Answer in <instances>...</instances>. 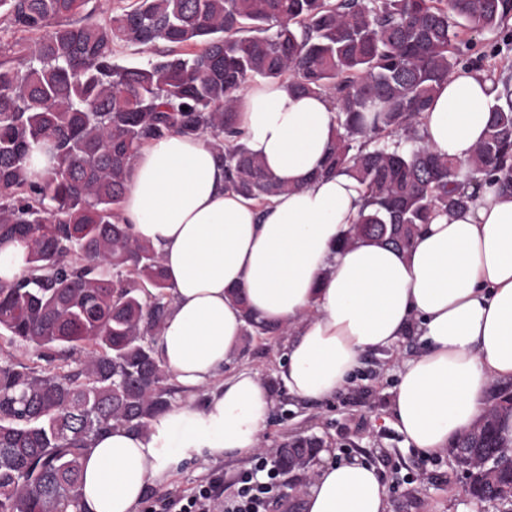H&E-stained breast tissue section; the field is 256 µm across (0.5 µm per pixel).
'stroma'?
Here are the masks:
<instances>
[{"mask_svg": "<svg viewBox=\"0 0 512 512\" xmlns=\"http://www.w3.org/2000/svg\"><path fill=\"white\" fill-rule=\"evenodd\" d=\"M285 344L282 336L241 343L224 372L229 375L247 368L273 381ZM397 374L394 359L370 354L356 386L330 400L302 404L279 392L264 436L266 445L295 435L314 436L337 456H365L391 489L390 512H501L500 506L480 505L465 495L468 475L448 454L424 458L406 447L390 413ZM255 464L252 458L199 457L181 466L169 482L149 488L140 512H160L159 503L165 497L189 493L219 475L224 478L225 493H233L239 474Z\"/></svg>", "mask_w": 512, "mask_h": 512, "instance_id": "35a3bbf8", "label": "stroma"}]
</instances>
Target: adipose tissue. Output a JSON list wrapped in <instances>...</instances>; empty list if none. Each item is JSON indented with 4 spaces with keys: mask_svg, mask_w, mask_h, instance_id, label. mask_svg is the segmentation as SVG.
I'll use <instances>...</instances> for the list:
<instances>
[{
    "mask_svg": "<svg viewBox=\"0 0 512 512\" xmlns=\"http://www.w3.org/2000/svg\"><path fill=\"white\" fill-rule=\"evenodd\" d=\"M500 91L476 68L454 71L423 114L425 144L467 162ZM248 148L293 192L266 210L224 190V167L206 137L170 134L138 155L118 209L121 223L163 256L173 296L155 349L187 400L156 415L147 432L114 427L83 461L85 512H138L148 488L186 461L257 455L277 397L330 399L354 382L363 357L407 358L391 413L408 447L439 454L471 429L484 397L512 379V194L483 182L465 211L420 225L410 248L345 243L362 188L321 175L336 136L324 95L298 96L284 82L241 93ZM290 338L268 384L242 369L225 375L244 329L232 292ZM305 512H390V490L362 456L320 450Z\"/></svg>",
    "mask_w": 512,
    "mask_h": 512,
    "instance_id": "ef3b65f1",
    "label": "adipose tissue"
}]
</instances>
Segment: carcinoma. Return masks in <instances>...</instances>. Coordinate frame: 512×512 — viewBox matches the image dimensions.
<instances>
[{
  "mask_svg": "<svg viewBox=\"0 0 512 512\" xmlns=\"http://www.w3.org/2000/svg\"><path fill=\"white\" fill-rule=\"evenodd\" d=\"M0 0V246L21 240L29 271L0 288V336L59 360L0 366V512H81L82 459L112 426L138 432L176 390L154 342L172 303L163 259L117 211L146 143L206 136L224 190L260 206L288 191L242 141L239 93L261 78L298 95H327L336 138L321 173L364 186L347 241L411 245L418 225L468 208L464 184L512 193V77L467 164L424 145L422 112L459 64L460 34L512 43V0ZM154 50L126 66L114 45ZM47 157L32 169L34 149ZM246 336L288 328L257 318L240 294ZM81 352L78 358L74 352ZM512 391L496 387L478 423L448 449L466 492L510 506L512 457L498 422ZM320 448L295 438L271 450L285 473Z\"/></svg>",
  "mask_w": 512,
  "mask_h": 512,
  "instance_id": "cac0c4a2",
  "label": "carcinoma"
}]
</instances>
